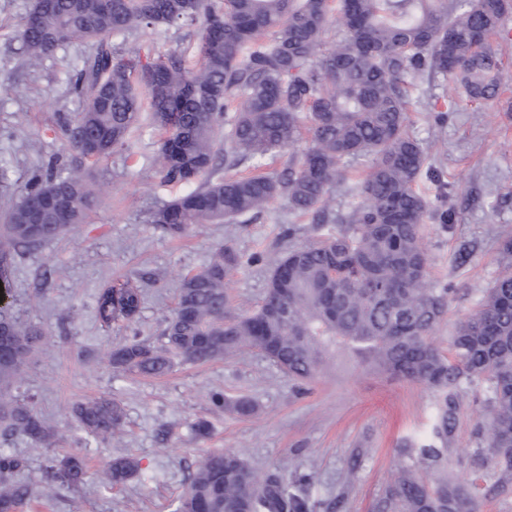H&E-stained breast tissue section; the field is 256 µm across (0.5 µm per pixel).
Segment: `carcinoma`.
<instances>
[{"instance_id": "obj_1", "label": "carcinoma", "mask_w": 512, "mask_h": 512, "mask_svg": "<svg viewBox=\"0 0 512 512\" xmlns=\"http://www.w3.org/2000/svg\"><path fill=\"white\" fill-rule=\"evenodd\" d=\"M512 14V0H31L19 22L29 60L54 56L75 40L91 44L69 80L79 111L59 116L72 151L30 174L0 226V277L15 257L41 250L96 205L84 162L124 146L138 124L148 92L158 136L159 176L166 186L198 183L193 191L153 210L149 223L170 237L199 224L249 221L277 198L311 218L315 242L291 245L268 261L267 292L254 311L229 315L228 281L241 257L224 245L198 271L182 278L173 314L157 342L137 337L110 348L109 367L142 377L168 374L175 361L205 363L254 348L289 378H314L332 347L356 353L371 367L437 394L430 440L414 464L386 486L376 512H481L487 498H512V239L511 257L479 305L457 320L448 352L429 336L448 313L450 288L435 283L423 244L425 224L455 223L446 185L434 205L419 192L426 156L411 131L407 85L427 71L449 77L470 102L496 98L502 60L491 40ZM196 26V65L174 53L142 61L121 55L112 40L158 26ZM336 39L325 42L328 29ZM310 143L296 149L301 127ZM282 167L230 175L246 159ZM365 170L349 189L357 201L336 213V192L353 164ZM226 175H220V171ZM42 229L30 233L24 216L49 199ZM331 228H326V225ZM141 290L107 288L96 299L107 325L132 322ZM47 343L41 329L18 322L0 307V442L15 435L51 448L62 437L11 388ZM483 386L487 434L473 454L475 479L459 483L450 459L460 404L458 390ZM213 404L241 416L255 412L247 399L221 393ZM76 427L107 440L125 421L112 397L76 403ZM18 456L0 449V512H22L32 484L16 478ZM129 457L105 466L110 484L137 473ZM47 482L69 488L85 482L77 454L52 457ZM309 512L288 492L277 470L252 468L240 455L203 457L178 497L175 512Z\"/></svg>"}]
</instances>
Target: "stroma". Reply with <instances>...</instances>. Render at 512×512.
<instances>
[{
  "label": "stroma",
  "instance_id": "1",
  "mask_svg": "<svg viewBox=\"0 0 512 512\" xmlns=\"http://www.w3.org/2000/svg\"><path fill=\"white\" fill-rule=\"evenodd\" d=\"M30 5L0 0V172L8 178L0 188V215L33 170L51 155H66L58 118L80 107L68 93L69 75L90 51L75 42L30 66L16 33ZM505 28L497 41L503 62L497 99L452 100V83L439 74L423 75L411 88L414 134L428 165L448 182V204L457 214L455 224L424 229L432 276L452 288L447 320L431 337L442 349L453 322L476 308L497 277L502 242L512 235V18ZM194 41L193 27L159 26L117 45L153 61L174 52L191 55ZM157 152L146 111L122 148L89 164L97 206L84 223L14 263L15 309L22 321L41 326L51 343L12 392L31 401L65 440L52 449L16 436L8 450L24 460L25 475L39 492L52 456L74 450L88 468L84 486H54L48 502L33 501L31 512H174L196 463L216 450L239 453L255 468L279 470L291 481L309 474L308 485L290 487L309 503L333 501L336 512H373L381 490L407 464L409 442L429 437L431 390L372 371L342 348L330 350L304 393L250 349L202 365L179 363L158 378L120 374L104 362L106 350L128 336L157 339L182 276L199 270L224 243L242 260L228 283L231 308L240 313L265 296L267 256L316 237L313 224L295 216L284 198L245 224H205L183 238L164 235L148 218L180 191L161 183ZM125 282L141 289V313L132 325H104L96 298ZM217 392L250 399L257 410L247 417L219 410L211 401ZM101 395L119 401L126 413L122 431L104 441L78 431L71 416L75 402ZM484 397L481 388L459 393L457 454L477 446ZM199 420L210 425L207 437L191 431ZM121 455L138 462L137 474L122 487L105 484L106 463Z\"/></svg>",
  "mask_w": 512,
  "mask_h": 512
}]
</instances>
